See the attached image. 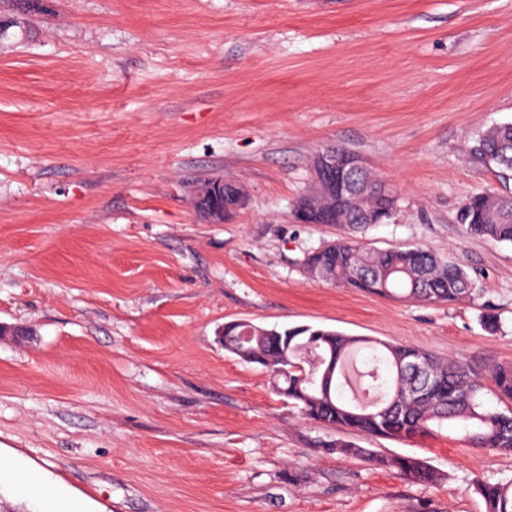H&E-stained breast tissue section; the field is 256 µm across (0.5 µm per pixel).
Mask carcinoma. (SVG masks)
<instances>
[{"label": "carcinoma", "instance_id": "cac0c4a2", "mask_svg": "<svg viewBox=\"0 0 512 512\" xmlns=\"http://www.w3.org/2000/svg\"><path fill=\"white\" fill-rule=\"evenodd\" d=\"M474 155L503 177H511L512 123L496 124L482 132ZM361 181L366 188L363 199L338 187L326 205L309 209L310 223L343 226L349 237L309 253L304 261L306 269L320 267L330 273L334 285L382 297L453 303L471 295L473 278L449 258L423 246L377 250L357 240V234L386 223L398 201L396 194L381 190L379 178L372 172L364 171ZM457 220L472 236L512 244V193L485 191L473 195L461 206ZM237 335L238 329L224 324V349L247 363L280 374L276 392L304 418L328 429L408 440L454 424L466 444L512 454V365H500L490 372L496 398L507 404L499 409L484 401L483 379L466 363L452 358L439 361L415 346L386 344L311 325L260 326L243 345ZM302 346L314 347L324 363L313 370L298 367ZM362 349L370 350L363 362V385L378 397L371 406L345 398V373ZM322 447L395 468L422 484L435 485L440 480L432 467L414 457L377 455L342 438ZM477 488L489 512H512V482L479 481Z\"/></svg>", "mask_w": 512, "mask_h": 512}]
</instances>
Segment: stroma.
I'll return each mask as SVG.
<instances>
[{
	"instance_id": "stroma-1",
	"label": "stroma",
	"mask_w": 512,
	"mask_h": 512,
	"mask_svg": "<svg viewBox=\"0 0 512 512\" xmlns=\"http://www.w3.org/2000/svg\"><path fill=\"white\" fill-rule=\"evenodd\" d=\"M0 23V456L81 512H487L476 483L512 480V455L452 426L351 435L426 461L441 480L425 485L325 453L334 431L217 333L313 325L484 376L512 365V245L456 219L512 192L472 153L512 122V0H0ZM328 146L397 191L370 246L452 257L469 298L307 272L344 233L291 216ZM208 174L246 193L221 224L190 201Z\"/></svg>"
}]
</instances>
